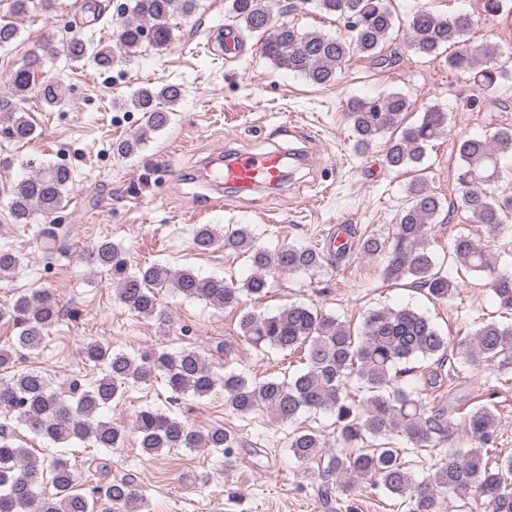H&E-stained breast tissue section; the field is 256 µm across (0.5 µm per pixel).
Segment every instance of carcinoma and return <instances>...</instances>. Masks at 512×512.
Returning <instances> with one entry per match:
<instances>
[{"label": "carcinoma", "instance_id": "1", "mask_svg": "<svg viewBox=\"0 0 512 512\" xmlns=\"http://www.w3.org/2000/svg\"><path fill=\"white\" fill-rule=\"evenodd\" d=\"M198 2L132 0L120 14L116 45H91L74 36L67 44L68 56L108 71L120 52L129 54L146 44L165 49L174 40L172 20L195 14ZM228 2V14L240 31L260 37L266 59L315 85L335 82L354 54H363L377 65L388 64L390 57L384 54V47L402 26L407 29V48L419 56L445 55L448 67L468 73L481 92L499 90L512 79L511 55L505 57L491 45L470 41L476 22L467 12L444 18L419 5L401 20L388 0H313L319 12L345 21L348 35L344 37L276 23L271 0ZM18 35L13 21H0V48L12 45ZM40 64V56L34 54L13 69L8 76L9 96L0 99V132L17 142L35 137V127L22 109L30 95L38 94L51 108L65 103L58 81L35 82ZM181 96L182 89L176 84L135 91L130 104L144 114L145 129L120 141L117 154L137 153L147 133L165 128L170 121L169 107ZM409 108L407 97L400 92L352 99L347 117L355 135L354 151L363 152L388 133L385 162L389 170L421 171L427 147L449 133L448 113L432 105L418 121L406 124L404 114ZM508 154H512L511 126L488 137L458 139L459 204L473 223L489 232L500 229L512 212V196L494 192L501 178V161ZM71 179L69 169L48 165L35 168L14 184L9 209L15 223L29 224L37 214L50 217L62 212L69 204L66 186ZM406 193L408 203L390 242L368 238L361 250L385 256L386 279H410L432 298L445 300L455 282L429 249L428 241L429 224L442 211L441 199L420 174L408 183ZM217 242L211 225L195 229L197 250L208 251ZM224 248L249 257L253 273L240 284L159 263L128 272L122 253L109 241L93 248L90 262L116 275V299L146 318L159 314L158 293L164 288L223 309L239 305L244 294L256 300L264 297L269 276L276 272L309 273L323 264L322 255L310 247L271 251L260 246L246 226L224 235ZM450 251L459 266L484 274L499 307L512 311V274L498 271L490 262L481 239L459 235ZM19 263L14 252L0 250V279L9 276ZM56 305L57 301L42 291L20 295L11 308L0 310V319H9L17 330L10 345L0 346V371L13 368L21 351L41 347L46 329L55 322ZM239 326L244 340L256 349L303 351L305 366L288 379L258 380L245 371L226 372L221 378L194 349L176 354L149 349L130 356L89 341L82 349L83 358L100 368V375L91 382L72 378L59 394L40 371H17L8 379L0 378V408L53 445L91 441L98 448H117L125 439V429L102 419L101 413L124 399L130 388L160 379L171 393L170 401L176 403L185 395L208 397L220 387L227 406L240 415L264 408L279 424L291 423L314 410L335 417L338 452L328 451V441L311 429L294 430L288 438V448L296 458L317 465L306 471V478L317 485L323 497L333 489L349 496L352 483L365 480L382 493L401 498L406 512H437L438 494L447 491L461 498L474 494L484 500L489 512H512V457L492 460L488 456L500 424L488 404L476 406L464 416L468 450L463 455L450 453L421 481L412 478L404 455L455 447L458 423L448 407L430 403L421 389L400 381L414 371L411 363L419 359L444 367L451 349L493 363L500 374L512 372V324L488 322L471 335L450 338L424 314L410 308H381L367 313L361 333L356 335L349 324L332 314L310 305L291 304L273 313L247 311ZM133 431L141 452L148 456L173 448H211L224 454L225 466L234 462L236 441L222 426L193 430L178 417L145 406L135 413ZM46 470L54 489L50 495L35 490ZM77 480L68 460L58 456L47 464L37 460L30 449L14 442L8 424L0 425V512H146L147 503L129 481H114L106 486L104 497L91 499L77 488Z\"/></svg>", "mask_w": 512, "mask_h": 512}]
</instances>
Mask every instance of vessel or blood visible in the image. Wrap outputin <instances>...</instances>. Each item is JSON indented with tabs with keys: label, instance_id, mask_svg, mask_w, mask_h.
Masks as SVG:
<instances>
[{
	"label": "vessel or blood",
	"instance_id": "vessel-or-blood-1",
	"mask_svg": "<svg viewBox=\"0 0 512 512\" xmlns=\"http://www.w3.org/2000/svg\"><path fill=\"white\" fill-rule=\"evenodd\" d=\"M285 155L274 148L261 154L216 152L198 171L201 178L217 185H231L250 190L277 187L284 174Z\"/></svg>",
	"mask_w": 512,
	"mask_h": 512
}]
</instances>
